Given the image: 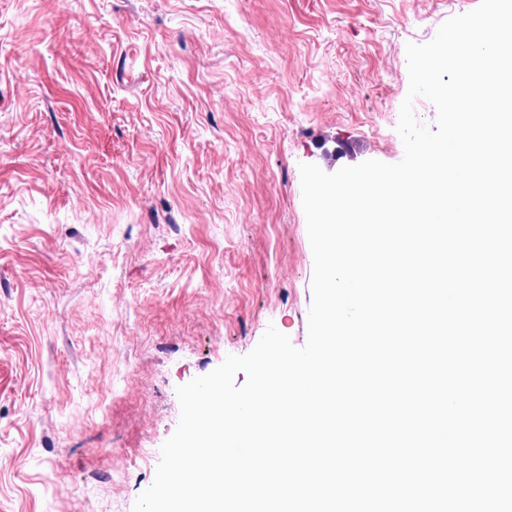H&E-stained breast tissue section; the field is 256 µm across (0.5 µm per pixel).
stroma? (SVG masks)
<instances>
[{
    "label": "stroma",
    "mask_w": 512,
    "mask_h": 512,
    "mask_svg": "<svg viewBox=\"0 0 512 512\" xmlns=\"http://www.w3.org/2000/svg\"><path fill=\"white\" fill-rule=\"evenodd\" d=\"M479 0H0V512H132L178 386L307 342L299 166L401 161Z\"/></svg>",
    "instance_id": "stroma-1"
}]
</instances>
